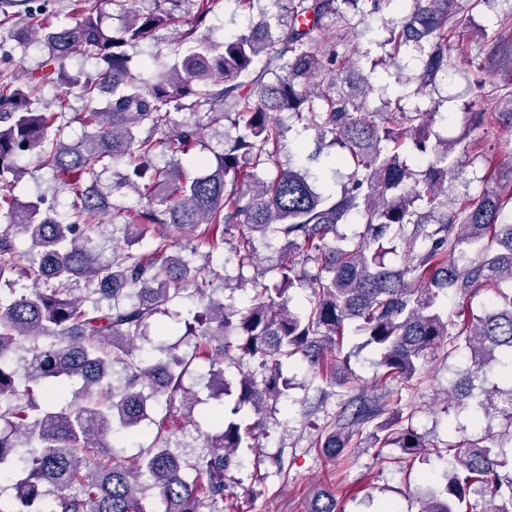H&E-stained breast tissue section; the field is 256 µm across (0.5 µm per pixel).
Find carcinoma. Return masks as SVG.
<instances>
[{"mask_svg": "<svg viewBox=\"0 0 512 512\" xmlns=\"http://www.w3.org/2000/svg\"><path fill=\"white\" fill-rule=\"evenodd\" d=\"M188 2L193 28L183 33L171 61L151 79L131 73L124 47L153 38L174 22L168 10H128L123 27L102 25L98 0H79L74 20L24 21L22 41L41 45L46 59L29 83L0 85V182L22 176L19 161L34 155L72 195L62 219L42 208L43 199L0 203V471L11 473L19 509L0 512H147V491L161 512H224L228 471L239 449L251 448L269 403L290 388L282 365L296 355L309 363L322 403L336 385L335 364L347 362L349 336L379 353L382 392L350 395L317 436L315 445L337 461L361 445L397 448L406 461L425 447L402 405V390L420 380L431 350L467 354L448 407L470 405L473 424L500 411L493 392L474 398L491 363L512 374V187H487L476 200L448 204V156L463 146L469 161L481 146L434 136L435 113L387 103L369 109L368 76L336 87L347 40H330L326 20L340 17L338 0H276L282 13H260L249 32L216 44L194 37L214 0ZM406 13L393 27L365 24L360 36L398 54L410 46L419 64L417 91L448 72V23L456 0H344L367 17L381 2ZM81 54L102 62L93 78L76 81L88 103L78 120L91 131L72 143L62 136L71 121L64 112L33 107L32 92L67 78L66 62ZM275 81H269L270 76ZM112 99L100 106L99 95ZM187 109L224 121V152L191 177L177 163L152 164L159 146L188 153L194 129L170 130L171 112ZM287 112L337 148L334 163L351 168L340 193L324 190L309 170L280 161L284 130L272 117ZM127 157L120 186L140 197L134 207L111 204L98 174ZM127 243L156 225L196 233L209 245L207 262L190 267L155 239L140 255L112 250L92 236L106 213ZM363 226L356 239L338 233L350 220ZM277 236L288 251L315 270L290 260L272 283L251 279V304L239 308L213 297L224 263L212 253L231 250L239 269L257 266L253 238ZM23 236L28 249L19 250ZM400 254L390 266L386 255ZM27 278L33 288H15ZM494 287L483 313L469 302L478 285ZM444 291L452 306L437 305ZM202 310L184 320L179 343L159 346L146 359L136 341L148 340L155 316L181 294ZM193 341L191 355L177 353ZM230 350L260 369L261 377L224 376ZM208 362V384L227 397L224 415L198 431L209 452L191 459L163 434L175 420L173 403L186 397L183 380L197 358ZM64 401L44 407L39 395ZM505 430L446 445L444 485L419 499L418 512H470L480 495L481 512H512V389ZM157 427L151 443L131 463L111 451L112 435L138 436ZM307 512H345L336 493L315 495Z\"/></svg>", "mask_w": 512, "mask_h": 512, "instance_id": "obj_1", "label": "carcinoma"}]
</instances>
